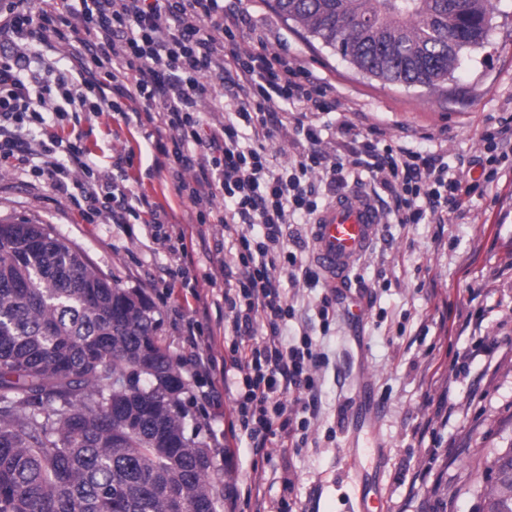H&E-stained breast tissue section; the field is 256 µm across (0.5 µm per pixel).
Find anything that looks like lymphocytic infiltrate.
Segmentation results:
<instances>
[{"instance_id":"1","label":"lymphocytic infiltrate","mask_w":512,"mask_h":512,"mask_svg":"<svg viewBox=\"0 0 512 512\" xmlns=\"http://www.w3.org/2000/svg\"><path fill=\"white\" fill-rule=\"evenodd\" d=\"M87 25L86 57L77 69H56L51 83L22 74L21 55H0V159H16L53 191L68 195L78 215L95 223L99 199H115L116 224L161 223L162 208L147 195L102 177L80 136L49 135L31 145L26 127L54 126L65 116L109 108L125 127L141 132L153 152L152 172L197 210L201 224L224 228L220 266L234 284L224 290V333L241 337L262 322L261 340L238 346L236 410L252 439L264 443L288 410L291 389L307 392L316 412L315 370L325 357L310 336L290 343L282 329L294 310L280 283L282 270L301 269L310 287L320 276L285 247V230L319 212L315 183L328 189L368 182L393 202L387 213L399 224H444L449 210L468 207L480 183L500 178L497 159L512 154V120L485 134L489 156L482 181L467 170H449L437 154L387 141L377 126L337 127L336 155L319 150V117L334 112L332 82L313 77L295 60L268 51H240L244 19L224 0H78ZM77 29L69 12L28 0H10L0 13V37L13 44L71 41ZM223 87L214 107L224 119L207 121L198 108L205 80ZM287 138L293 163L278 164L266 143ZM83 179L72 183L73 170ZM76 194H69V186Z\"/></svg>"}]
</instances>
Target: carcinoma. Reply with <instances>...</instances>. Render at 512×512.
I'll return each instance as SVG.
<instances>
[{
	"label": "carcinoma",
	"instance_id": "cac0c4a2",
	"mask_svg": "<svg viewBox=\"0 0 512 512\" xmlns=\"http://www.w3.org/2000/svg\"><path fill=\"white\" fill-rule=\"evenodd\" d=\"M493 0H274L359 71L434 87L484 43ZM154 306L46 224L0 219V512H219ZM152 363L142 361L144 350ZM482 512H512V443Z\"/></svg>",
	"mask_w": 512,
	"mask_h": 512
}]
</instances>
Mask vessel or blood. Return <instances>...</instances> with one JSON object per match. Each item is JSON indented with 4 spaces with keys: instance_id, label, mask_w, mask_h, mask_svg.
Returning <instances> with one entry per match:
<instances>
[{
    "instance_id": "vessel-or-blood-1",
    "label": "vessel or blood",
    "mask_w": 512,
    "mask_h": 512,
    "mask_svg": "<svg viewBox=\"0 0 512 512\" xmlns=\"http://www.w3.org/2000/svg\"><path fill=\"white\" fill-rule=\"evenodd\" d=\"M381 215L364 194H341L317 217L312 230V256L328 280L344 279L375 234Z\"/></svg>"
}]
</instances>
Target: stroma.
<instances>
[{
  "label": "stroma",
  "mask_w": 512,
  "mask_h": 512,
  "mask_svg": "<svg viewBox=\"0 0 512 512\" xmlns=\"http://www.w3.org/2000/svg\"><path fill=\"white\" fill-rule=\"evenodd\" d=\"M224 4L245 12L269 51L335 83L353 108L349 120L443 155L449 166L482 157L483 133L512 117V0H497L483 46L434 89L358 72L279 15L272 0ZM80 130L99 169L132 153L129 185L173 215L185 233L182 252L155 241L148 225L113 223L108 211L98 223H78L53 191L8 161L0 163V217L51 225L121 287L143 291L155 307L157 339L175 357L189 351L181 317L193 316L203 330L200 349L220 364L213 378L222 380L235 356L224 338L223 228L197 227L192 205L148 175L150 150L141 133L106 111L89 115ZM499 167L501 179L476 191L465 213L449 214L445 225L379 224L337 285L330 329L317 316L324 288L284 281L295 309L289 338L308 332L328 358L304 445L266 456L241 427L229 390L209 403L199 399V383H190L186 433L210 450L220 512H352L359 488L350 467L351 419L364 401L375 407L362 433L367 471L387 512H480L489 481L484 461L512 442V156ZM179 270L197 280L212 275L213 292L198 302L184 290H167ZM491 340L499 345L494 357H471ZM441 406L454 409L447 427L426 431ZM417 470L435 479L414 491L409 481Z\"/></svg>",
  "instance_id": "35a3bbf8"
}]
</instances>
